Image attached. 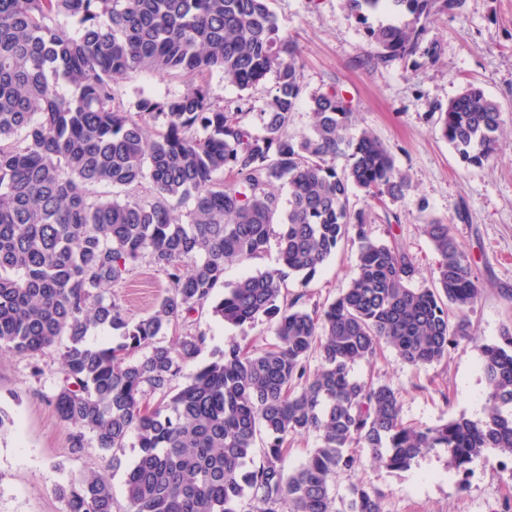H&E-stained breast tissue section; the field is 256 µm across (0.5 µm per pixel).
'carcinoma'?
I'll return each instance as SVG.
<instances>
[{
  "instance_id": "cac0c4a2",
  "label": "carcinoma",
  "mask_w": 512,
  "mask_h": 512,
  "mask_svg": "<svg viewBox=\"0 0 512 512\" xmlns=\"http://www.w3.org/2000/svg\"><path fill=\"white\" fill-rule=\"evenodd\" d=\"M270 4L0 0V349L34 357L61 347L51 403L74 451L88 432L104 451L136 438L126 512H383L382 494L362 483L336 497V474L358 465L353 444L393 470L437 448L464 475L491 450L512 458V321L480 346V419L407 426L390 385L352 375L382 342L416 368L448 358L475 339L467 311L483 287L440 219H423L438 255L423 288L409 286L417 267L401 245L369 239L372 206L404 199L410 180L369 131L351 134L357 112L341 91L306 92L298 44ZM465 5L343 0L371 48L360 64L373 67L438 59L426 26ZM380 11L399 21L370 25ZM142 73L190 85L125 99L116 80ZM216 74L241 91L269 77L273 85L262 105L248 95L231 110L213 94ZM304 101L311 132L290 135ZM256 110L258 129L247 121ZM439 122L464 165L498 159L503 112L482 89L463 88ZM95 185L117 193L95 195ZM278 185L288 188L285 207ZM359 193L358 208L350 198ZM273 233L283 264L305 281L353 235L357 272L320 314L299 295L283 298L276 270L242 277L214 315L234 326L268 321L277 343L252 354L230 339L173 391L206 337H163L209 301L227 265L263 252ZM143 261L165 273L168 289L135 320L110 289ZM98 328L113 340L91 341ZM310 433L320 444L287 469L288 436ZM60 494L68 512H113L104 471Z\"/></svg>"
}]
</instances>
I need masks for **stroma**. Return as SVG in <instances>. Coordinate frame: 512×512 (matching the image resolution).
<instances>
[{"mask_svg":"<svg viewBox=\"0 0 512 512\" xmlns=\"http://www.w3.org/2000/svg\"><path fill=\"white\" fill-rule=\"evenodd\" d=\"M271 7L300 47L308 90L342 91L362 126L387 146L410 178L403 200L386 212L373 208L369 238L402 245L418 269L412 285L421 288L430 285L437 262L421 221L449 222L485 288L470 313L475 341L460 342L447 359L420 368L383 345L373 359L354 365V375L391 385L408 425L430 427L462 415L479 419L486 382L478 346L496 340L502 324L512 319V300L503 297L512 291V0H466L462 16L442 17L426 34L442 46L437 61L415 56L376 69L360 66L369 44L341 0H272ZM469 83L496 99L503 111L500 160L489 168L464 166L436 125L449 100ZM358 256V241L345 240L313 279L289 273L284 286L301 295L305 309L322 310L347 287ZM282 266L276 243H269L260 255L227 266L224 284L213 297L221 299L242 276ZM167 285L165 275L145 263L113 294L137 319L151 312ZM180 332L205 334L204 362L231 338L251 351L276 341L268 322L230 326L207 307ZM61 377L59 349L34 358L0 351V410L11 419L0 431V512H68L59 486L100 468L112 475L114 512H125L124 482L138 449L130 440L124 448L104 451L90 438L81 452H72L69 430L49 402ZM354 453L360 465L336 475L337 496H346L349 486L361 481L382 493L384 512H512V465H504L498 452L476 461L465 477L442 449L419 457L405 471L373 462L368 449L358 447Z\"/></svg>","mask_w":512,"mask_h":512,"instance_id":"stroma-1","label":"stroma"}]
</instances>
